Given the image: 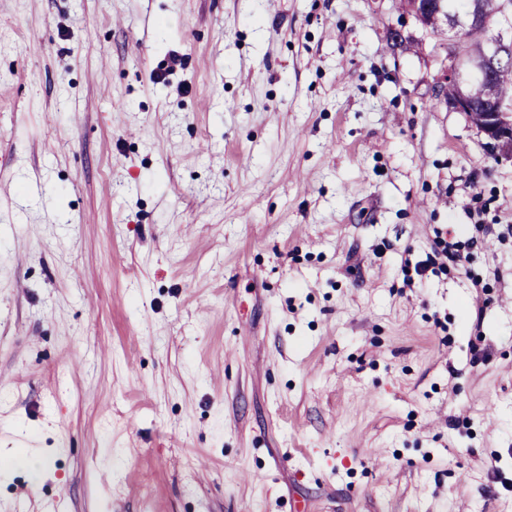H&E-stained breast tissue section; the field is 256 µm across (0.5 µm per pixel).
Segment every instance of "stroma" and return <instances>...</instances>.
Wrapping results in <instances>:
<instances>
[{"mask_svg": "<svg viewBox=\"0 0 512 512\" xmlns=\"http://www.w3.org/2000/svg\"><path fill=\"white\" fill-rule=\"evenodd\" d=\"M450 38L0 0V512H512V160Z\"/></svg>", "mask_w": 512, "mask_h": 512, "instance_id": "35a3bbf8", "label": "stroma"}]
</instances>
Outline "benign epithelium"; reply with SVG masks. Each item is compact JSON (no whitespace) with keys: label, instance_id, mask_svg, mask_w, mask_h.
Listing matches in <instances>:
<instances>
[{"label":"benign epithelium","instance_id":"7a95c632","mask_svg":"<svg viewBox=\"0 0 512 512\" xmlns=\"http://www.w3.org/2000/svg\"><path fill=\"white\" fill-rule=\"evenodd\" d=\"M410 12L420 24H425L428 12L434 11L444 15L448 30L458 35L462 30L472 26L488 29L503 28L512 23V14L503 13L492 18L480 10L472 11L462 17L445 10L443 0H410ZM512 52V39L498 36L492 45H484L477 50L465 51L454 48L452 63L441 75L440 87L456 86V95L447 100L448 106L457 112L465 113L468 118L475 116V104L469 96L467 87L475 79L486 83L490 108L480 113L475 127L486 138L487 148L497 160L512 159V99L499 94L494 82V73L507 54Z\"/></svg>","mask_w":512,"mask_h":512}]
</instances>
